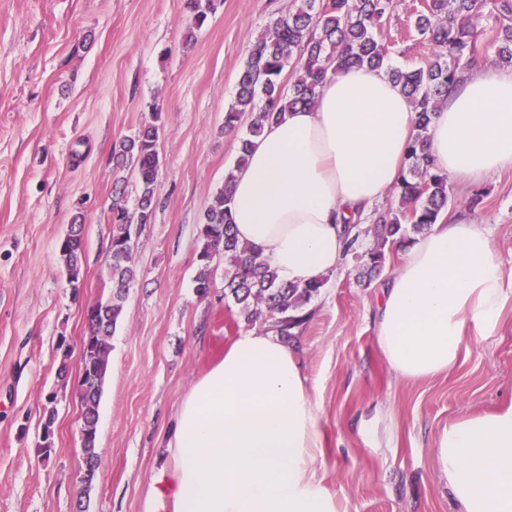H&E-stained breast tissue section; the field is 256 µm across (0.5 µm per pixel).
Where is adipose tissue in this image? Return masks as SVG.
I'll return each instance as SVG.
<instances>
[{"instance_id": "1", "label": "adipose tissue", "mask_w": 512, "mask_h": 512, "mask_svg": "<svg viewBox=\"0 0 512 512\" xmlns=\"http://www.w3.org/2000/svg\"><path fill=\"white\" fill-rule=\"evenodd\" d=\"M415 125L384 70L328 77L317 105L267 126L237 172L238 239L280 281L303 286L335 272L350 257L343 219L362 224L389 195ZM428 149L440 171L469 185L512 168V69L485 64L450 87ZM380 292L378 348L410 380L455 368L512 299L487 230L464 219L417 237ZM167 448L145 512H340L315 467L324 441L309 379L296 346L275 332L233 340L181 403ZM434 462L454 512H512V404L449 423Z\"/></svg>"}]
</instances>
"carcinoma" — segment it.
Listing matches in <instances>:
<instances>
[{"label":"carcinoma","instance_id":"carcinoma-1","mask_svg":"<svg viewBox=\"0 0 512 512\" xmlns=\"http://www.w3.org/2000/svg\"><path fill=\"white\" fill-rule=\"evenodd\" d=\"M393 0H293L292 9L278 17L253 49L241 71L234 103L224 112V130H237L248 120L247 133L240 138L236 168H242L255 140L265 126L298 106L316 104L323 80L346 65L382 68L399 84L416 112V133L407 150L406 164L394 187L397 203L376 207L367 230L373 248L358 251L361 233L349 243L351 255L367 275L382 271L386 248L401 246L412 236L428 231L448 209V175L434 170L428 153V130L432 118L448 100V87L475 70L485 60L484 39L494 48L495 63L512 67V0H422L413 29L429 54L420 63L401 67L392 63L391 47L378 37V28L388 17ZM191 29L206 26L215 10V0H187ZM486 18L488 29L478 30L476 20ZM293 78L284 82L286 68ZM153 121L119 142L112 149L117 169L135 173L137 196L128 206L126 189H112L109 242L111 298L86 308L90 331L101 337L82 349L81 366L92 384L80 383L81 432L85 463L100 464L96 447L98 406L109 367L108 338L123 312V300L136 278L132 265V226L152 223L155 190L161 160L158 140L161 112L152 108ZM234 172L224 177L220 188L204 210L199 224V268L196 292L202 296L214 287L213 262L224 257V297L232 299L247 320L263 314L273 318L269 329L293 339L296 329L310 317L305 305L327 278L304 287L279 281L277 274L233 233L229 186ZM64 270L71 276V293L78 299L82 282L83 240L58 248Z\"/></svg>","mask_w":512,"mask_h":512}]
</instances>
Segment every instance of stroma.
Instances as JSON below:
<instances>
[{
  "instance_id": "obj_1",
  "label": "stroma",
  "mask_w": 512,
  "mask_h": 512,
  "mask_svg": "<svg viewBox=\"0 0 512 512\" xmlns=\"http://www.w3.org/2000/svg\"><path fill=\"white\" fill-rule=\"evenodd\" d=\"M419 0H394L381 36L392 61L420 62ZM292 0H216L190 31L186 0H0V512H74L85 469L80 356L57 375L60 338L78 344L83 309L106 298L112 226V147L162 114L153 220L135 228L137 278L109 338L98 407L101 456L89 512H144L176 412L193 384L249 322L224 299L216 264L207 296L194 288L198 228L239 133L224 130L249 52ZM483 200L468 201L474 191ZM447 219L485 225L512 276V170L479 187L449 182ZM84 224L80 302L65 284L58 241ZM377 283L354 264L329 274L297 332L318 403L324 458L317 471L343 512H452L432 465L448 422L512 400V300L503 327L468 341L450 373L396 376L375 338ZM54 410L43 456L42 418Z\"/></svg>"
}]
</instances>
